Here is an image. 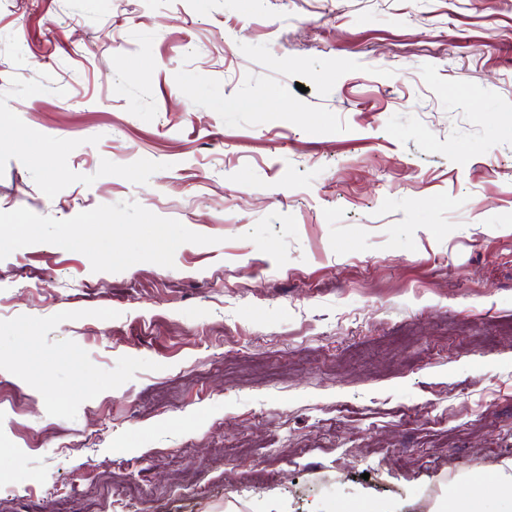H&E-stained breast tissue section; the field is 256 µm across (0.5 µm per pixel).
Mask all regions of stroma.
<instances>
[{
	"mask_svg": "<svg viewBox=\"0 0 512 512\" xmlns=\"http://www.w3.org/2000/svg\"><path fill=\"white\" fill-rule=\"evenodd\" d=\"M0 123V211L219 239L0 260V512L512 499V0H0Z\"/></svg>",
	"mask_w": 512,
	"mask_h": 512,
	"instance_id": "obj_1",
	"label": "stroma"
}]
</instances>
